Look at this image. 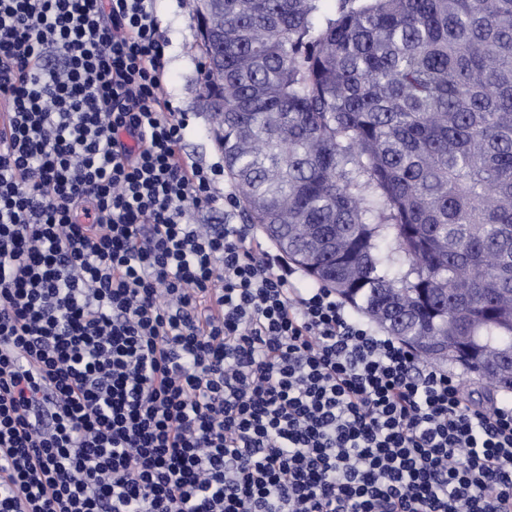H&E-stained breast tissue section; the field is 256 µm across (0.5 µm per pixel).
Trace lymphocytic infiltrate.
<instances>
[{
	"mask_svg": "<svg viewBox=\"0 0 512 512\" xmlns=\"http://www.w3.org/2000/svg\"><path fill=\"white\" fill-rule=\"evenodd\" d=\"M157 0H0V512H512V400L351 313L188 159Z\"/></svg>",
	"mask_w": 512,
	"mask_h": 512,
	"instance_id": "obj_1",
	"label": "lymphocytic infiltrate"
}]
</instances>
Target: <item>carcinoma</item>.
<instances>
[{"label":"carcinoma","instance_id":"1","mask_svg":"<svg viewBox=\"0 0 512 512\" xmlns=\"http://www.w3.org/2000/svg\"><path fill=\"white\" fill-rule=\"evenodd\" d=\"M193 10L249 222L423 360L512 394L482 368L512 348V0Z\"/></svg>","mask_w":512,"mask_h":512}]
</instances>
